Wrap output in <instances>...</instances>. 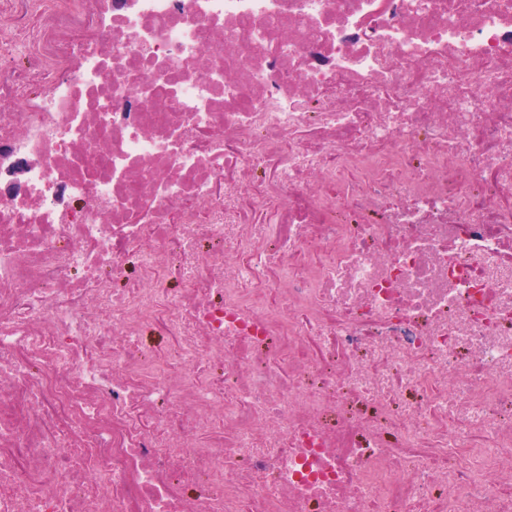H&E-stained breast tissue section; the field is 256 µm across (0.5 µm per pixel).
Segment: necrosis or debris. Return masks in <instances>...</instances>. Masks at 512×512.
Masks as SVG:
<instances>
[{
	"label": "necrosis or debris",
	"mask_w": 512,
	"mask_h": 512,
	"mask_svg": "<svg viewBox=\"0 0 512 512\" xmlns=\"http://www.w3.org/2000/svg\"><path fill=\"white\" fill-rule=\"evenodd\" d=\"M2 19L0 512H512V0Z\"/></svg>",
	"instance_id": "4bbe7bcc"
}]
</instances>
